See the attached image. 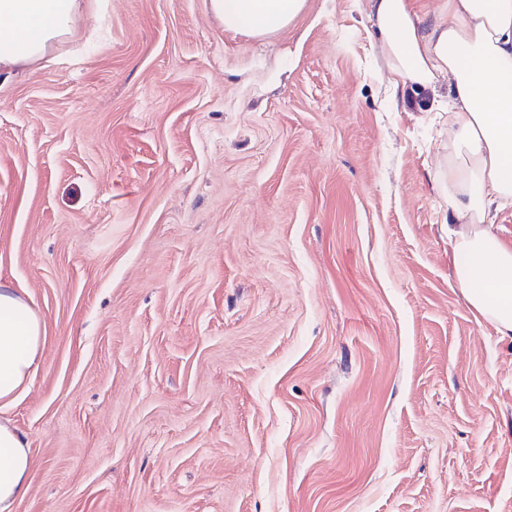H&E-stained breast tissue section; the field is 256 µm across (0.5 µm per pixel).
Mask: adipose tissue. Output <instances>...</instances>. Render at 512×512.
<instances>
[{
  "label": "adipose tissue",
  "instance_id": "obj_1",
  "mask_svg": "<svg viewBox=\"0 0 512 512\" xmlns=\"http://www.w3.org/2000/svg\"><path fill=\"white\" fill-rule=\"evenodd\" d=\"M82 0H0V75L42 61L75 32ZM225 29L253 36L290 26L306 0H209ZM395 85L439 90L448 146L438 165L454 281L498 335L512 338V247L493 231L512 207V0H448L422 25L411 0H367ZM44 345L30 303L0 283V401L24 390ZM24 436L0 420V512L28 491Z\"/></svg>",
  "mask_w": 512,
  "mask_h": 512
}]
</instances>
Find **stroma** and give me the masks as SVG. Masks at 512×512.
<instances>
[{
    "mask_svg": "<svg viewBox=\"0 0 512 512\" xmlns=\"http://www.w3.org/2000/svg\"><path fill=\"white\" fill-rule=\"evenodd\" d=\"M366 0H94L0 80V281L45 341L14 512H512V341L455 286L448 115ZM307 0H209L211 11L224 19L228 31L264 36L290 26Z\"/></svg>",
    "mask_w": 512,
    "mask_h": 512,
    "instance_id": "stroma-1",
    "label": "stroma"
}]
</instances>
